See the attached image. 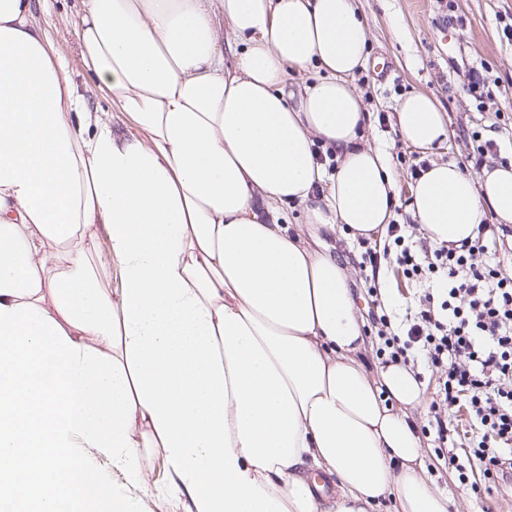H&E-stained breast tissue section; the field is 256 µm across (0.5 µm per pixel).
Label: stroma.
Segmentation results:
<instances>
[{"label":"stroma","mask_w":512,"mask_h":512,"mask_svg":"<svg viewBox=\"0 0 512 512\" xmlns=\"http://www.w3.org/2000/svg\"><path fill=\"white\" fill-rule=\"evenodd\" d=\"M36 15L50 42L62 50L77 84L89 82L75 37L80 0H35ZM368 31L369 62L352 83L363 93L377 116L375 130L392 156L399 185L395 221L410 223L407 211L410 186L428 160L454 159L468 171L480 172L484 163L512 160V0H356ZM488 82L490 99L477 105L467 91L471 72ZM433 96L448 119L447 143L423 156L403 142L394 130V107L413 92ZM491 140L496 151L481 155L477 140ZM336 255L352 266L350 286L364 321L367 344L363 356L369 367L382 365L377 350L382 342L376 321L387 317L398 325L406 310L416 309L422 286L406 276L394 254L373 262L372 242L353 243L336 237ZM422 405L414 422L426 448L424 462L439 488L447 490L450 512H512V491L486 479L474 467L468 485H460L448 465V453L437 442L433 403L438 391L436 370L415 363ZM77 454L87 470L103 482L107 493L132 501L137 512H192L188 494H172V476L157 448L145 449L150 461L146 484L131 481L113 470L104 448H81Z\"/></svg>","instance_id":"stroma-1"}]
</instances>
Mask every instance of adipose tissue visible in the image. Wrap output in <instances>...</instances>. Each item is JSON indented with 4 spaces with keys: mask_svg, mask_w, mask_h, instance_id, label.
<instances>
[{
    "mask_svg": "<svg viewBox=\"0 0 512 512\" xmlns=\"http://www.w3.org/2000/svg\"><path fill=\"white\" fill-rule=\"evenodd\" d=\"M92 109L34 0H0V506L133 512L89 489L105 448L142 483L158 448L195 512H449L401 364L368 371L364 321L325 240L383 234L388 150L351 85L355 0H83ZM119 113L130 131L115 129ZM402 140L448 139L432 97ZM298 207L302 225L280 223ZM409 210L434 244L512 224V162L431 161ZM106 225L115 288L92 262Z\"/></svg>",
    "mask_w": 512,
    "mask_h": 512,
    "instance_id": "ef3b65f1",
    "label": "adipose tissue"
}]
</instances>
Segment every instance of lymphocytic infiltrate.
<instances>
[{
  "label": "lymphocytic infiltrate",
  "mask_w": 512,
  "mask_h": 512,
  "mask_svg": "<svg viewBox=\"0 0 512 512\" xmlns=\"http://www.w3.org/2000/svg\"><path fill=\"white\" fill-rule=\"evenodd\" d=\"M491 225L461 245L418 251L405 224L388 237L406 274L432 282L404 334L385 338L390 361L410 364L421 354L440 372L438 406H465L477 433L463 455H450L460 483L479 463L495 481L512 480V276L486 258Z\"/></svg>",
  "instance_id": "1"
}]
</instances>
